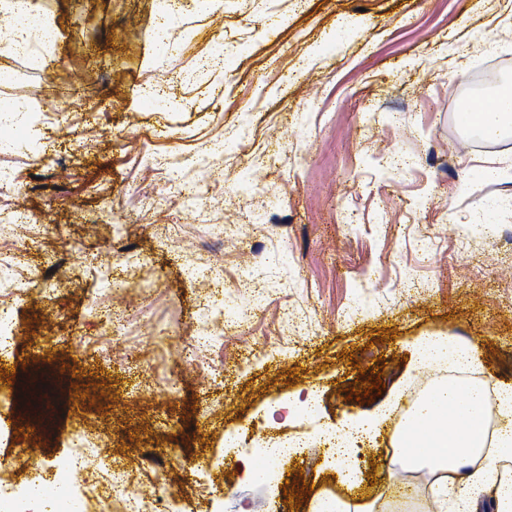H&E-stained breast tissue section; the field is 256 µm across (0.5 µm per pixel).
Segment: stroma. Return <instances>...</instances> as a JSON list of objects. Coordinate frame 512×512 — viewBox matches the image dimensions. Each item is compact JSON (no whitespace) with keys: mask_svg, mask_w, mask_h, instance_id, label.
Here are the masks:
<instances>
[{"mask_svg":"<svg viewBox=\"0 0 512 512\" xmlns=\"http://www.w3.org/2000/svg\"><path fill=\"white\" fill-rule=\"evenodd\" d=\"M42 10L51 63L0 54V98L58 110L0 129L18 184L0 190V306L17 323L0 354V482L51 479L55 459L94 448L74 477L92 498L106 462L182 512H311L326 493L395 512L407 490L434 512L433 474L385 454L408 392L447 376L414 362L415 339L453 332L478 347L474 380L512 384V135L459 119L512 82V0H223L185 8L160 53L157 0ZM189 36L224 66L187 88ZM145 81L162 101L143 102ZM209 271L224 274V335L189 364L215 319ZM39 378L36 414L17 397ZM400 387L357 488L322 447L281 458L270 483L237 457ZM312 393L315 418L278 408Z\"/></svg>","mask_w":512,"mask_h":512,"instance_id":"1","label":"stroma"}]
</instances>
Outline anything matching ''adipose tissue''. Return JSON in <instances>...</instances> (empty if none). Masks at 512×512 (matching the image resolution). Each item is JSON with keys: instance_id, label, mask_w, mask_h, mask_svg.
Listing matches in <instances>:
<instances>
[{"instance_id": "1", "label": "adipose tissue", "mask_w": 512, "mask_h": 512, "mask_svg": "<svg viewBox=\"0 0 512 512\" xmlns=\"http://www.w3.org/2000/svg\"><path fill=\"white\" fill-rule=\"evenodd\" d=\"M476 352L475 344L450 332L417 339V361L446 365L456 377L434 385L409 407L393 454L414 469L441 468L434 493L448 512H478L484 498L491 512H512V470L505 467L512 461V385L498 390V425L488 431L484 385L458 379L475 367ZM387 417L382 410L332 432L328 451L346 486L358 480L354 441L374 433Z\"/></svg>"}]
</instances>
